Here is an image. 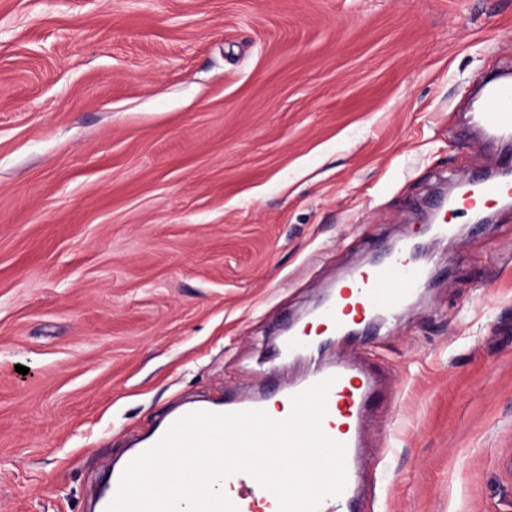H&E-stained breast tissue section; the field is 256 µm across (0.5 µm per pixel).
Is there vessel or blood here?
<instances>
[{
    "label": "vessel or blood",
    "mask_w": 512,
    "mask_h": 512,
    "mask_svg": "<svg viewBox=\"0 0 512 512\" xmlns=\"http://www.w3.org/2000/svg\"><path fill=\"white\" fill-rule=\"evenodd\" d=\"M475 121L488 136L505 140L512 137V74L502 73L487 79L482 88L481 110ZM512 197L511 180H481L468 182L453 209L441 213L439 229L450 232L455 216L477 212L491 202ZM425 279L407 246H397L383 262L356 271L347 284L341 286L333 303L322 307L313 324L294 329L278 350L283 358L314 357L324 338L352 335L360 325L375 314H396L413 297ZM334 377L327 395V412L322 419L323 432L346 446V485L337 496L324 498L318 512H354L360 479L361 430L368 417L378 389L371 373L348 364L332 368H313L304 378L288 384L268 397L255 399L225 398L228 412L269 409L270 405H290L292 395L316 382ZM223 494L236 506L237 512H279L275 495L262 487L251 475L239 472L220 483Z\"/></svg>",
    "instance_id": "vessel-or-blood-1"
}]
</instances>
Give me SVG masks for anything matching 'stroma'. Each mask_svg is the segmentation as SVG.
Here are the masks:
<instances>
[{"instance_id": "1", "label": "stroma", "mask_w": 512, "mask_h": 512, "mask_svg": "<svg viewBox=\"0 0 512 512\" xmlns=\"http://www.w3.org/2000/svg\"><path fill=\"white\" fill-rule=\"evenodd\" d=\"M507 66L512 0H0V512H93L176 405L302 378L283 320L401 240L431 290L320 358L381 384L364 512H512V210L423 232Z\"/></svg>"}]
</instances>
